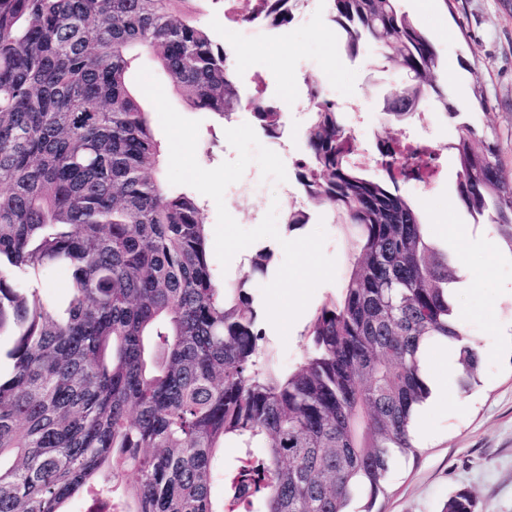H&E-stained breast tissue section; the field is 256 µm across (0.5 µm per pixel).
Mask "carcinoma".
I'll return each mask as SVG.
<instances>
[{
	"label": "carcinoma",
	"mask_w": 512,
	"mask_h": 512,
	"mask_svg": "<svg viewBox=\"0 0 512 512\" xmlns=\"http://www.w3.org/2000/svg\"><path fill=\"white\" fill-rule=\"evenodd\" d=\"M201 0H0V512H349L385 493L394 458L415 456V409L429 395L424 357L466 341L448 301L457 280L399 183L421 179L380 138L381 174L352 159L336 105L310 90L297 182L354 232L349 279L311 320L307 355L284 370L263 345L253 281L273 254L218 283L203 208L164 178L150 113L131 79L150 55L193 109L232 119L245 106L270 137L284 112L241 94L224 46L198 19ZM300 0H262L242 20L288 24ZM347 51L371 43L409 81L385 100L393 122L435 99L448 74L400 0H329ZM451 145L462 201L512 245V181L494 134L463 120ZM65 267L56 304L40 274ZM478 344L459 353L469 392ZM243 449L224 466L221 448ZM444 512H474L469 492Z\"/></svg>",
	"instance_id": "1"
}]
</instances>
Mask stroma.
Returning a JSON list of instances; mask_svg holds the SVG:
<instances>
[{
  "label": "stroma",
  "mask_w": 512,
  "mask_h": 512,
  "mask_svg": "<svg viewBox=\"0 0 512 512\" xmlns=\"http://www.w3.org/2000/svg\"><path fill=\"white\" fill-rule=\"evenodd\" d=\"M414 23L434 43L448 69L449 103H466L467 120L497 134L502 174L512 180V0H401ZM300 20L276 36L256 33L237 43V78L263 72L277 88H287L289 106L298 122L288 129L282 158L287 179L278 183L263 179L258 165H249L243 178L258 189L248 196L227 188L224 202L228 212L245 229L257 227L269 209L285 215L301 197L295 163L305 152L304 129L309 120L306 86H333L338 107L348 125L360 136V147L374 150L384 133L382 108L390 92L406 80L396 67L379 68L378 49L360 47L357 57L345 54L336 29L328 17L326 0H304ZM160 83L174 109L183 117L199 121L196 157L206 169L234 160L236 150L225 136L227 125L252 123L249 109H238L231 123L218 121L208 112L190 108L168 78ZM442 179L430 190L409 185L401 192L417 206L428 237L447 251L457 267L468 272V287L456 293L460 316L471 338L483 350L477 382L470 393H462L455 380L443 374L444 354L433 352L430 378L448 389L446 407L422 410L419 418L429 436L417 440L418 457L396 459L387 476V493L376 503L359 494L354 512L372 506L373 512H443L448 498L468 490L475 512H512V347L501 344L498 331L512 330V251L495 234L458 250L445 233L449 224L485 228L486 220L474 217L458 191V161L450 152L439 159ZM311 219L300 227L278 222L279 239L263 238L249 246V253L268 249L274 266H281V240H295L324 226V252L336 261L334 282L320 285L287 339L274 328L266 330V347L283 368L300 363L308 345L307 327L315 312L328 299L337 297L347 280L351 263L352 236L335 220L328 205L310 209Z\"/></svg>",
  "instance_id": "35a3bbf8"
}]
</instances>
